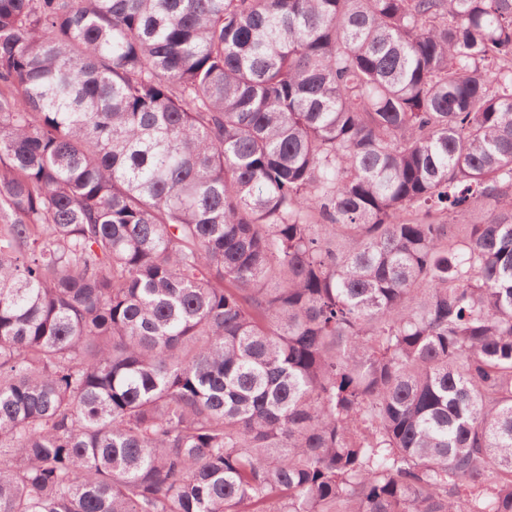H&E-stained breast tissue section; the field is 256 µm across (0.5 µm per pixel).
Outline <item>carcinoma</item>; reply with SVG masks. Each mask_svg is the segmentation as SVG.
Wrapping results in <instances>:
<instances>
[{"instance_id": "1", "label": "carcinoma", "mask_w": 512, "mask_h": 512, "mask_svg": "<svg viewBox=\"0 0 512 512\" xmlns=\"http://www.w3.org/2000/svg\"><path fill=\"white\" fill-rule=\"evenodd\" d=\"M0 512H512V0H0Z\"/></svg>"}]
</instances>
